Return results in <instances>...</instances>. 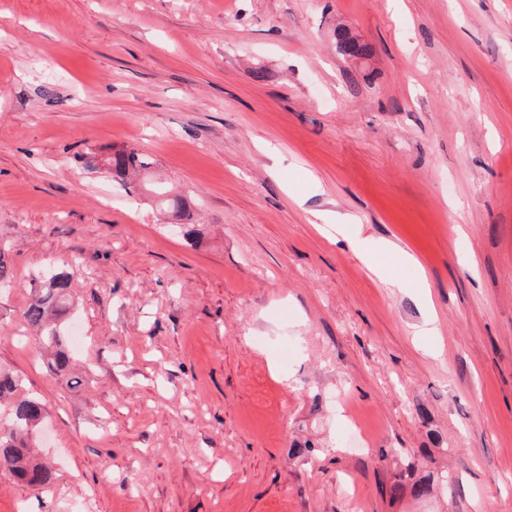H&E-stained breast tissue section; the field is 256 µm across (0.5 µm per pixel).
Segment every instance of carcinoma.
Returning <instances> with one entry per match:
<instances>
[{
    "instance_id": "carcinoma-1",
    "label": "carcinoma",
    "mask_w": 512,
    "mask_h": 512,
    "mask_svg": "<svg viewBox=\"0 0 512 512\" xmlns=\"http://www.w3.org/2000/svg\"><path fill=\"white\" fill-rule=\"evenodd\" d=\"M154 159L139 150H117L112 153L107 165L113 176L126 183L132 174H143L153 167ZM162 202L170 210L173 222L187 228L186 235L194 233L192 216L186 202L178 197L160 193ZM77 271L61 272L48 285L34 289L21 317L28 328L39 334V340L51 349L47 368L61 385L75 387L80 378L72 370L69 338L61 331V324L68 316L71 306V282ZM9 411L8 428H0V466L8 468L13 477L33 488L42 489L55 480V472L39 461L31 451L29 437L40 426L47 415L45 405L37 398L24 393L22 379L0 369V408ZM417 499L431 494L432 484L418 479L411 485L394 483L390 491L394 495L405 489Z\"/></svg>"
}]
</instances>
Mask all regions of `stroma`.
<instances>
[{
  "label": "stroma",
  "mask_w": 512,
  "mask_h": 512,
  "mask_svg": "<svg viewBox=\"0 0 512 512\" xmlns=\"http://www.w3.org/2000/svg\"><path fill=\"white\" fill-rule=\"evenodd\" d=\"M0 249L58 476L0 512H512V0H0ZM70 263L73 388L21 319ZM154 162L150 155L139 150H117L112 153L107 165L113 176L127 184L129 174H143L153 167ZM158 195L163 197L162 202L165 203L170 210V216L173 222L187 228L186 235L188 237L192 236L194 233V224H192L191 212L186 202L178 196L168 198L169 196L166 195V192H159Z\"/></svg>",
  "instance_id": "1"
}]
</instances>
